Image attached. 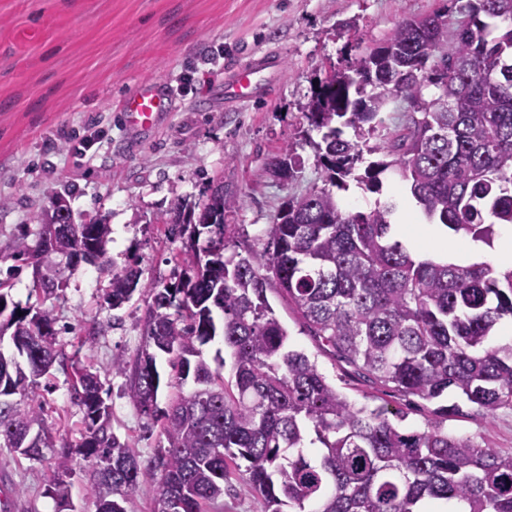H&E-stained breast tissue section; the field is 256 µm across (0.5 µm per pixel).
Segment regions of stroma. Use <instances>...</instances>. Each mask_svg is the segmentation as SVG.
<instances>
[{"mask_svg": "<svg viewBox=\"0 0 512 512\" xmlns=\"http://www.w3.org/2000/svg\"><path fill=\"white\" fill-rule=\"evenodd\" d=\"M446 7V0H0V281L21 306L52 307L58 350L99 371L112 427L143 465L156 463L165 439L159 422L126 395L129 375L112 374L110 365L117 352L131 360L141 352L149 293L109 309L102 304L109 277L82 263L47 300L34 289L31 266L11 267L6 255L20 238L35 241L33 215L60 201L74 223L107 220L115 268L135 265L144 280L169 279L183 246L164 218L216 180L242 200L224 217L232 243L258 247L289 197L322 184L303 136L304 106L318 81L382 44L402 21ZM260 54L275 64L256 98L225 104V79ZM184 74L192 81L172 95L160 123L126 126L121 106L135 86L171 85ZM94 125L104 137L80 153L77 138ZM287 146L300 164L297 179L284 183L267 162ZM269 301L291 344L350 401L385 407L403 416L404 427L424 429L431 403L371 384L322 350L285 298L273 293ZM49 383L47 422L60 442L76 446L84 425L70 374L55 371ZM440 402L460 407L444 423L450 434L512 452V406L489 415L449 396ZM52 464L0 447V512H95L92 464H75L64 502L44 493Z\"/></svg>", "mask_w": 512, "mask_h": 512, "instance_id": "1", "label": "stroma"}]
</instances>
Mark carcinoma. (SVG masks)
I'll list each match as a JSON object with an SVG mask.
<instances>
[{"instance_id": "obj_1", "label": "carcinoma", "mask_w": 512, "mask_h": 512, "mask_svg": "<svg viewBox=\"0 0 512 512\" xmlns=\"http://www.w3.org/2000/svg\"><path fill=\"white\" fill-rule=\"evenodd\" d=\"M457 13L451 31L445 12L403 21L320 81L304 117L324 185L284 203L262 249L225 254L224 213L241 198L218 183L170 211L186 258L168 281L143 284L136 267L114 270L102 219L66 225L49 250L41 235L17 242L12 256L32 267L53 253L69 267L97 266L110 276L105 303L114 310L148 288L145 346L132 363L113 355L111 370H132L127 395L146 415L170 389L157 478L112 432L99 371L60 359L52 309L23 308L1 288L0 343L7 335L10 348L0 347V444L32 460L54 447L41 380L58 367L71 368L83 412L82 441L58 452L48 494L68 496L76 453L95 462L96 512H126L147 480L154 512H208L238 469L264 512H425L431 502L440 512H512V453L448 434L456 405L438 406L412 431L383 407L356 406L289 347L267 296L280 289L322 348L382 386L429 402L453 389L487 413L512 404V340L494 342L498 324L512 320V268L417 257L390 239L395 203L353 211L337 194L351 181L378 193L392 171L429 221L457 234L489 245L495 224H512V0H466ZM428 85L438 94L426 97ZM391 97L414 111L370 146ZM373 154L380 158L367 160ZM268 166L294 180L292 147ZM63 276L35 280L37 291L50 299ZM218 335L228 377L202 354ZM160 356L174 370L167 381Z\"/></svg>"}]
</instances>
